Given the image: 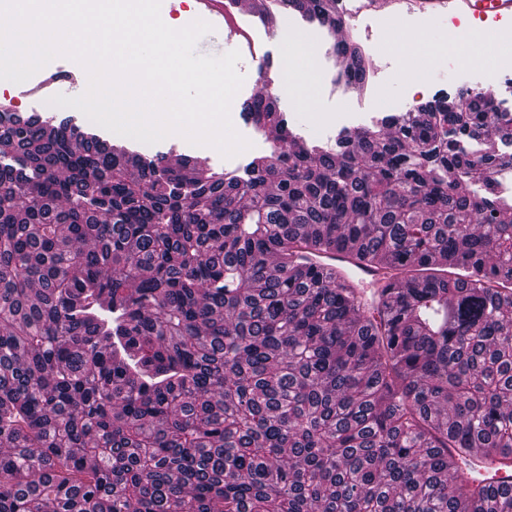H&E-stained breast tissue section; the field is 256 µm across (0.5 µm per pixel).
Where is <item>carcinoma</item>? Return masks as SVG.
I'll list each match as a JSON object with an SVG mask.
<instances>
[{"mask_svg":"<svg viewBox=\"0 0 512 512\" xmlns=\"http://www.w3.org/2000/svg\"><path fill=\"white\" fill-rule=\"evenodd\" d=\"M244 113L276 144L218 173L0 110V512H512L466 461L512 471V112L444 95L334 153ZM341 250L395 273L370 312L307 263Z\"/></svg>","mask_w":512,"mask_h":512,"instance_id":"carcinoma-1","label":"carcinoma"}]
</instances>
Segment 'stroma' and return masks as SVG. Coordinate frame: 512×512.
<instances>
[{
	"label": "stroma",
	"instance_id": "stroma-1",
	"mask_svg": "<svg viewBox=\"0 0 512 512\" xmlns=\"http://www.w3.org/2000/svg\"><path fill=\"white\" fill-rule=\"evenodd\" d=\"M280 20L290 23L296 34L308 40L312 50L310 58L301 61L293 73L295 80L302 83L310 94L312 112H304L296 96L286 93L278 96V106L286 112L291 129L308 143L332 144L341 130L369 127L384 115L417 108L421 103L441 95H456L463 88L475 90L486 85L484 73L487 65L480 61L467 67L458 65L451 70L442 68L439 58L429 55L414 63H407L398 44V36L414 30L418 20L399 13L385 25L375 15L364 16L361 22L354 24V31L374 58L376 67L364 88L360 92L350 93L338 84L336 55L324 28L295 11L281 13ZM19 89V84L10 81L0 83V104H9L12 111L25 117L34 113L42 116L51 114L55 119L69 120L71 126L80 130L110 138V131L91 122L79 110L62 107L50 111L47 105L19 96ZM244 103V98L238 96L231 106L240 133L251 143L240 159L223 158L216 149L191 144L178 135L155 144L134 140L130 146L151 157H162L173 152L204 157L211 168L218 172L238 169L241 163L270 150L272 139L270 132L258 129L245 120Z\"/></svg>",
	"mask_w": 512,
	"mask_h": 512
}]
</instances>
